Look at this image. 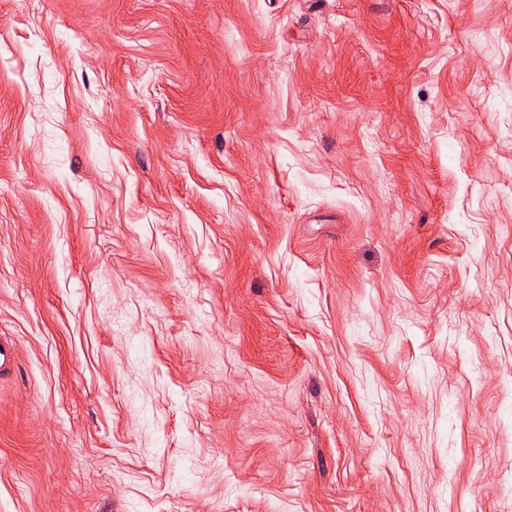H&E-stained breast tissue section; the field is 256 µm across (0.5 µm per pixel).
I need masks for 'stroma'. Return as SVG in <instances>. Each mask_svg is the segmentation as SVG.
Instances as JSON below:
<instances>
[{"label":"stroma","instance_id":"1","mask_svg":"<svg viewBox=\"0 0 512 512\" xmlns=\"http://www.w3.org/2000/svg\"><path fill=\"white\" fill-rule=\"evenodd\" d=\"M0 512H512V0H0Z\"/></svg>","mask_w":512,"mask_h":512}]
</instances>
